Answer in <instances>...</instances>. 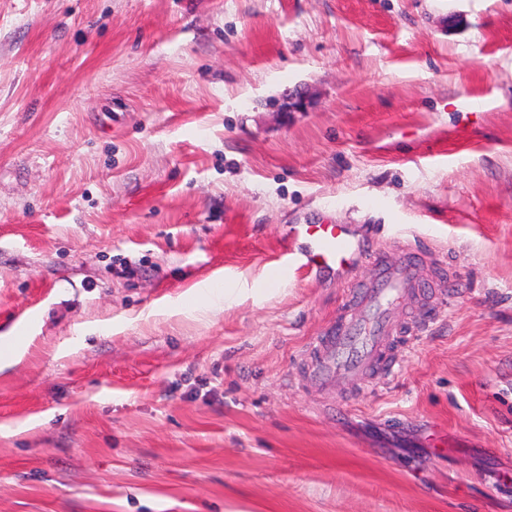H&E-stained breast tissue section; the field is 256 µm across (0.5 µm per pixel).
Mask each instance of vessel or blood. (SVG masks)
<instances>
[{"label":"vessel or blood","instance_id":"vessel-or-blood-1","mask_svg":"<svg viewBox=\"0 0 512 512\" xmlns=\"http://www.w3.org/2000/svg\"><path fill=\"white\" fill-rule=\"evenodd\" d=\"M293 235L310 267L344 273L366 262L378 269L375 279L352 290L355 311L308 345L305 355L315 364L316 382L332 387L342 376H391L400 334L395 310L419 287L414 252L386 261L377 250L363 251L345 224H299Z\"/></svg>","mask_w":512,"mask_h":512}]
</instances>
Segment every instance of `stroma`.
<instances>
[{"label":"stroma","instance_id":"obj_1","mask_svg":"<svg viewBox=\"0 0 512 512\" xmlns=\"http://www.w3.org/2000/svg\"><path fill=\"white\" fill-rule=\"evenodd\" d=\"M324 223L419 253L379 383ZM3 342L0 512H512V0H0Z\"/></svg>","mask_w":512,"mask_h":512}]
</instances>
